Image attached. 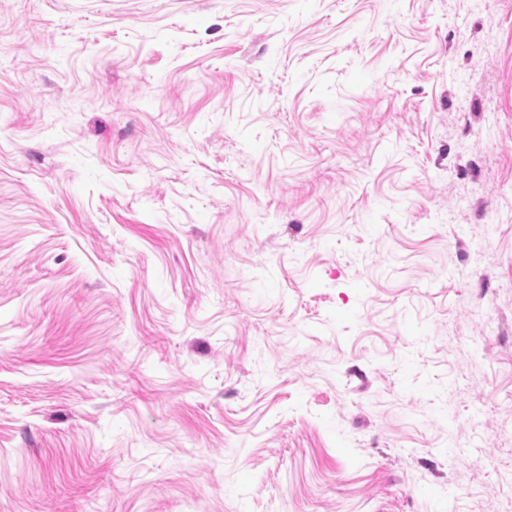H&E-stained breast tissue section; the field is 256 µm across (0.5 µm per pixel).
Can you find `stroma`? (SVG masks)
<instances>
[{"label":"stroma","mask_w":512,"mask_h":512,"mask_svg":"<svg viewBox=\"0 0 512 512\" xmlns=\"http://www.w3.org/2000/svg\"><path fill=\"white\" fill-rule=\"evenodd\" d=\"M0 512H512V0H0Z\"/></svg>","instance_id":"stroma-1"}]
</instances>
